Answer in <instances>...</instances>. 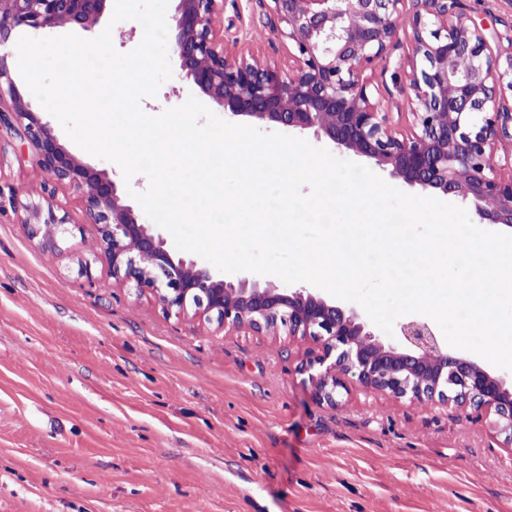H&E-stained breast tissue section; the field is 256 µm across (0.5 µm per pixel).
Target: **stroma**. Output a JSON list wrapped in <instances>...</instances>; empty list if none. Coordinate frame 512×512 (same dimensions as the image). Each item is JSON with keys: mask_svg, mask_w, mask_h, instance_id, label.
Masks as SVG:
<instances>
[{"mask_svg": "<svg viewBox=\"0 0 512 512\" xmlns=\"http://www.w3.org/2000/svg\"><path fill=\"white\" fill-rule=\"evenodd\" d=\"M455 9L512 40V0ZM217 31L287 60L265 0H224ZM410 52L398 39L371 72L401 129ZM32 156L0 132V512H512V450L474 410L355 384L316 403L313 342L165 314L96 258L72 187L69 231L31 236Z\"/></svg>", "mask_w": 512, "mask_h": 512, "instance_id": "stroma-1", "label": "stroma"}]
</instances>
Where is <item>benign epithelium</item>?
Segmentation results:
<instances>
[{
  "label": "benign epithelium",
  "instance_id": "benign-epithelium-1",
  "mask_svg": "<svg viewBox=\"0 0 512 512\" xmlns=\"http://www.w3.org/2000/svg\"><path fill=\"white\" fill-rule=\"evenodd\" d=\"M107 2L0 0V47L20 28H90ZM175 2L168 49L181 77L229 118L311 133L412 188L469 200L481 219L512 228V174L502 176L488 163L497 143L512 141V37L507 50H495L448 0H421L424 9L407 18L414 124L400 134L374 101L367 72L397 36L407 0H268L274 31L288 41L286 65L224 50L216 33L224 0ZM5 95L11 105L8 112L0 108V126L33 146V161L48 176L46 207L22 205L32 235L52 243L66 231L69 216L54 203L55 186H72L82 194L85 223L95 226L112 277L154 295L166 313L312 341L317 352L306 369H317L309 381L321 404L337 405L338 390L351 382L420 403L452 402L489 419L512 447V390L503 378L448 353L428 321L398 322L400 341L393 343L355 308L312 288L271 286L250 272L228 280L207 264L175 256L158 225L142 220L105 172L60 144L0 54V103Z\"/></svg>",
  "mask_w": 512,
  "mask_h": 512
}]
</instances>
